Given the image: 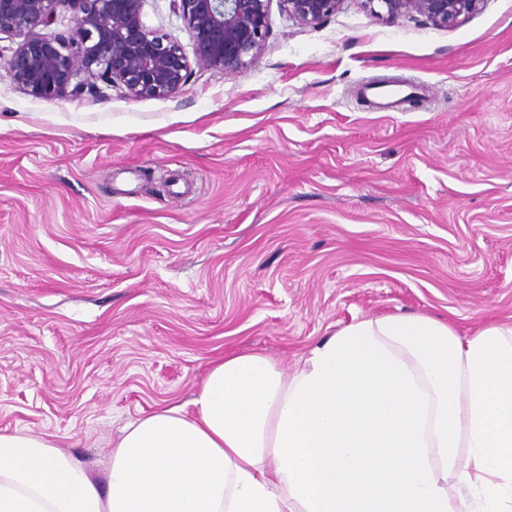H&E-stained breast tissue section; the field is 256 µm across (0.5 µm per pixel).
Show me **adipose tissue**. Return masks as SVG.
<instances>
[{"label":"adipose tissue","mask_w":512,"mask_h":512,"mask_svg":"<svg viewBox=\"0 0 512 512\" xmlns=\"http://www.w3.org/2000/svg\"><path fill=\"white\" fill-rule=\"evenodd\" d=\"M0 512H512V322L365 318L290 375L224 356L127 424L99 475L1 430Z\"/></svg>","instance_id":"obj_1"}]
</instances>
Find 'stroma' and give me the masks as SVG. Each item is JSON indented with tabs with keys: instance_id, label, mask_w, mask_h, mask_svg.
Instances as JSON below:
<instances>
[{
	"instance_id": "obj_1",
	"label": "stroma",
	"mask_w": 512,
	"mask_h": 512,
	"mask_svg": "<svg viewBox=\"0 0 512 512\" xmlns=\"http://www.w3.org/2000/svg\"><path fill=\"white\" fill-rule=\"evenodd\" d=\"M142 18L194 55L172 0ZM412 314L512 320V0L450 27L275 5L242 73L192 62L165 99L90 78L42 100L0 70V430L96 471L224 356L291 372ZM278 2L297 24L311 26L336 13L342 0H278Z\"/></svg>"
}]
</instances>
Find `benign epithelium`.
I'll return each instance as SVG.
<instances>
[{"label":"benign epithelium","mask_w":512,"mask_h":512,"mask_svg":"<svg viewBox=\"0 0 512 512\" xmlns=\"http://www.w3.org/2000/svg\"><path fill=\"white\" fill-rule=\"evenodd\" d=\"M66 0H0V33L22 38L0 69L31 95L52 100L72 81L99 75L134 98L175 95L190 63L178 42L148 28L143 0H71L77 11L71 33L49 37L41 29L57 19ZM297 24L311 26L333 15L342 0H278ZM378 18L420 15L448 27L475 12L481 0H362ZM272 0H173L200 64L235 76L267 39Z\"/></svg>","instance_id":"obj_1"}]
</instances>
